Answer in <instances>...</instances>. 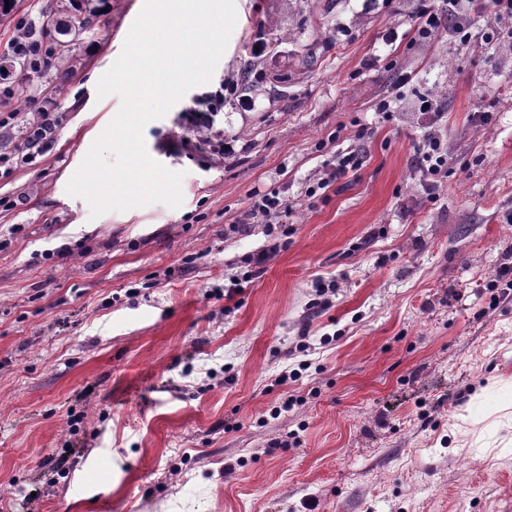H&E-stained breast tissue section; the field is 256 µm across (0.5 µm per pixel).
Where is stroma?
<instances>
[{
  "label": "stroma",
  "mask_w": 512,
  "mask_h": 512,
  "mask_svg": "<svg viewBox=\"0 0 512 512\" xmlns=\"http://www.w3.org/2000/svg\"><path fill=\"white\" fill-rule=\"evenodd\" d=\"M142 5L107 0L73 67L0 83L9 154L68 81L38 164L0 174V512H512V35L473 17L455 36L452 14L421 37L415 0H238L211 82L143 130L185 174L181 207L94 218L66 186L121 107L96 86ZM22 19L59 41L57 0H13L0 56ZM222 84L218 158L182 124ZM431 129L452 159L432 194ZM343 150L361 169L317 188ZM271 189L287 235L238 228ZM318 278L336 283L325 310Z\"/></svg>",
  "instance_id": "35a3bbf8"
}]
</instances>
